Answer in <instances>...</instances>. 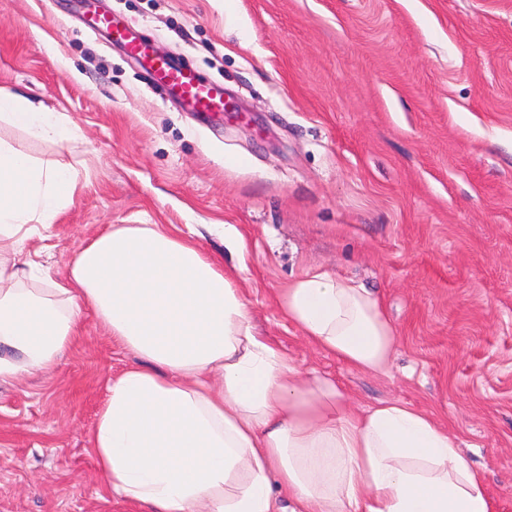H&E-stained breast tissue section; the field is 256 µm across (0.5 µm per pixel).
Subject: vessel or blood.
Here are the masks:
<instances>
[{
    "mask_svg": "<svg viewBox=\"0 0 512 512\" xmlns=\"http://www.w3.org/2000/svg\"><path fill=\"white\" fill-rule=\"evenodd\" d=\"M101 23L113 41L121 43L126 51L137 57L143 66L177 97L199 112H220L224 109V95L216 87L201 82L192 72L176 67L154 54L138 41L118 20L102 18Z\"/></svg>",
    "mask_w": 512,
    "mask_h": 512,
    "instance_id": "1",
    "label": "vessel or blood"
}]
</instances>
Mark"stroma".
I'll use <instances>...</instances> for the list:
<instances>
[{"label": "stroma", "mask_w": 512, "mask_h": 512, "mask_svg": "<svg viewBox=\"0 0 512 512\" xmlns=\"http://www.w3.org/2000/svg\"><path fill=\"white\" fill-rule=\"evenodd\" d=\"M105 12L240 104L184 109L93 29ZM0 89L70 116L53 144L0 125L80 185L24 250L64 279L112 224L192 226L260 332L365 408L433 411L512 512V0H0ZM211 224H233L231 253ZM315 267L378 294L398 344L352 370L282 315ZM95 315L51 372L0 385V512H137L87 446L112 377L137 365Z\"/></svg>", "instance_id": "1"}]
</instances>
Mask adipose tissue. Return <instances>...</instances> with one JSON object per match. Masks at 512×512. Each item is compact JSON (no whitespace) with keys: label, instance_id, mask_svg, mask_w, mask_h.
<instances>
[{"label":"adipose tissue","instance_id":"obj_1","mask_svg":"<svg viewBox=\"0 0 512 512\" xmlns=\"http://www.w3.org/2000/svg\"><path fill=\"white\" fill-rule=\"evenodd\" d=\"M0 123L60 143L77 125L0 90ZM78 173L0 138V246L22 244L74 202ZM283 315L367 374L396 336L377 294L318 269L289 282ZM91 309L140 365L108 384L88 438L113 497L139 512H495L482 474L427 410H362L335 379L259 335L233 275L164 224H115L49 266L0 258V384L56 366Z\"/></svg>","mask_w":512,"mask_h":512}]
</instances>
